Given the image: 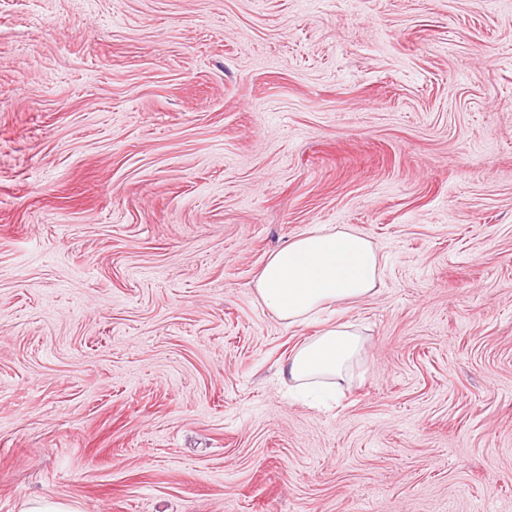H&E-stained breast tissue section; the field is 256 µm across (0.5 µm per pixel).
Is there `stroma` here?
<instances>
[{
	"mask_svg": "<svg viewBox=\"0 0 512 512\" xmlns=\"http://www.w3.org/2000/svg\"><path fill=\"white\" fill-rule=\"evenodd\" d=\"M352 227L335 403L255 283ZM512 512V0H0V512Z\"/></svg>",
	"mask_w": 512,
	"mask_h": 512,
	"instance_id": "stroma-1",
	"label": "stroma"
}]
</instances>
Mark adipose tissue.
<instances>
[{"instance_id":"adipose-tissue-1","label":"adipose tissue","mask_w":512,"mask_h":512,"mask_svg":"<svg viewBox=\"0 0 512 512\" xmlns=\"http://www.w3.org/2000/svg\"><path fill=\"white\" fill-rule=\"evenodd\" d=\"M380 275L375 246L354 229H328L296 237L274 253L255 284L260 300L294 326L325 307L371 296ZM359 329L349 322L326 326L298 347L282 369L297 384L338 385L361 350Z\"/></svg>"}]
</instances>
